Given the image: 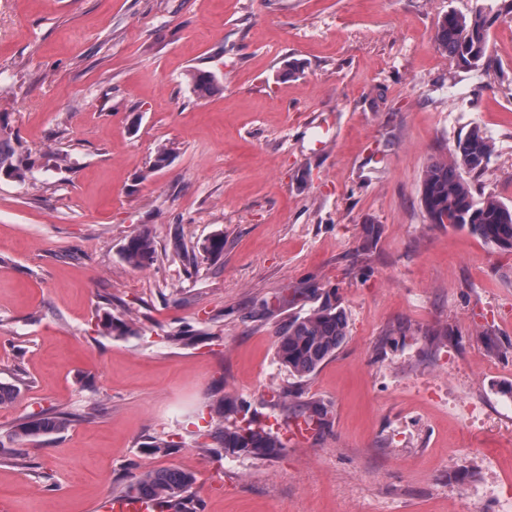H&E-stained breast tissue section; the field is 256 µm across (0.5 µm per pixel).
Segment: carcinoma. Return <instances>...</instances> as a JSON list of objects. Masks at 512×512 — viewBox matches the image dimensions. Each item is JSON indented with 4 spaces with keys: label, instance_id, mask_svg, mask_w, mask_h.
<instances>
[{
    "label": "carcinoma",
    "instance_id": "obj_1",
    "mask_svg": "<svg viewBox=\"0 0 512 512\" xmlns=\"http://www.w3.org/2000/svg\"><path fill=\"white\" fill-rule=\"evenodd\" d=\"M488 19L483 14L481 0H475V9L469 16L451 11L439 21L435 41L440 49L459 62L477 67L487 51ZM194 91L211 94L221 89L214 73L195 68L188 73ZM493 152L490 139L478 127L473 128L459 142L454 159L431 162L421 181V203L432 224H453L468 230L485 242L503 250H512V206L495 198H478L471 187V179L481 176ZM31 164L18 152L11 134L0 132V174L19 182L28 180ZM203 257L217 258L224 253V232L217 231L201 244ZM125 262L136 268L153 263L154 239L144 230L130 237L124 244ZM102 332H118L125 336L131 326L115 321L112 312L99 316ZM346 337V320L343 311L325 298L306 315L288 319L277 336V358L290 375L303 378L312 374L324 361L333 356ZM274 405L283 411H292L296 418H309L321 423L322 409L310 402L288 406V394L278 396ZM243 403L226 395L216 402L214 412L220 417L221 447L213 452H230L234 455L268 457L278 454L284 444L273 432L242 416ZM70 419L64 413L49 416L39 412L21 423L10 439L38 437L64 430ZM195 478L188 471L178 468L148 470L134 477L123 488L127 495L154 494L174 500L182 512H196L191 494Z\"/></svg>",
    "mask_w": 512,
    "mask_h": 512
}]
</instances>
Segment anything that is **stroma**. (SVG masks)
Segmentation results:
<instances>
[{
  "label": "stroma",
  "instance_id": "1",
  "mask_svg": "<svg viewBox=\"0 0 512 512\" xmlns=\"http://www.w3.org/2000/svg\"><path fill=\"white\" fill-rule=\"evenodd\" d=\"M511 1L485 0L474 68L435 42L474 0H0V128L34 164L0 175V439L73 416L0 461L7 512H95L161 468L193 473L202 512H512V251L430 223L420 192L477 127L474 191L512 204ZM217 231L223 255L189 264ZM328 293L346 339L293 377L276 331ZM107 309L134 334L102 335ZM283 392L325 425L295 436ZM227 394L278 455L212 454ZM188 80L194 91L199 94H211L222 87L214 73L201 68H194L188 73ZM122 254L125 262L136 268L151 265L155 257L154 239L149 231L131 236L124 244ZM70 419L65 413L48 416L39 412L31 419L21 423L9 436L12 441L24 438L38 437L42 435L61 432L69 425Z\"/></svg>",
  "mask_w": 512,
  "mask_h": 512
}]
</instances>
